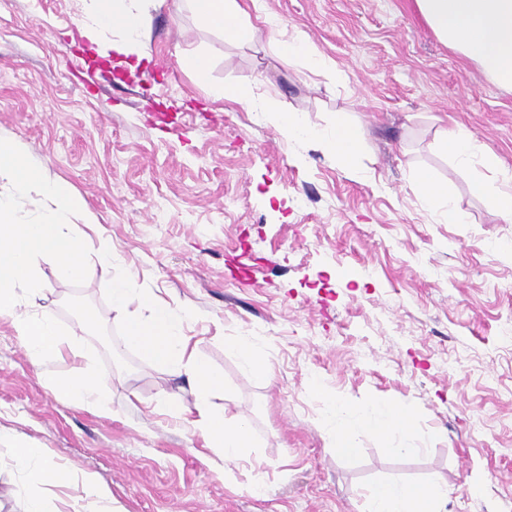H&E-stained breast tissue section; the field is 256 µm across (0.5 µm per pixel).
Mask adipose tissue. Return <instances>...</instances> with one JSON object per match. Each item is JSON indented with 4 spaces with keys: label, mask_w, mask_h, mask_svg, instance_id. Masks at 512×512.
Here are the masks:
<instances>
[{
    "label": "adipose tissue",
    "mask_w": 512,
    "mask_h": 512,
    "mask_svg": "<svg viewBox=\"0 0 512 512\" xmlns=\"http://www.w3.org/2000/svg\"><path fill=\"white\" fill-rule=\"evenodd\" d=\"M166 0H89L80 20L84 35L96 47H108L116 54L140 56L146 23ZM204 24L224 34L225 42L251 46L260 29L252 15H263L264 0H251L243 9L239 0H186ZM416 7L434 34L449 48L474 62L493 82L512 86V0H415ZM278 57L298 61L315 71L327 68L325 56L300 32L280 30L274 40ZM224 99L261 113L290 140H311L332 155L342 167H350L361 149V137L346 113H337L331 132L310 126L300 113L288 110L275 96L255 95L251 84L225 86ZM0 318H8L25 344L31 360L46 364L69 355L82 362L69 375L54 379L55 391L92 413L109 411L100 377L84 366L87 354L65 336L49 309L26 311L22 300L31 296L37 283L38 261L49 258L64 276L76 278L97 262L101 269L112 266V246L102 243L96 255H89L84 236L70 230L73 217L82 211L79 199L44 167L21 156L14 145L0 139ZM29 201L30 219H21L16 205ZM112 304L119 309L137 306L145 317L130 320L125 329L127 343L173 374L186 377L194 388L192 406H174L182 425L201 433L204 445L225 462L237 461L251 445L246 421L228 424L222 413L213 411L209 399L222 387L223 378L200 357L198 348L185 333L188 312L170 308L151 294L132 288L128 278L113 280ZM337 410L350 413L357 428L369 435L405 434L415 426L411 411L400 401L367 405L340 402ZM13 460L23 479L17 494L27 502L26 512H46L41 498L31 496L34 484L64 487L71 470L46 460L44 449L19 445ZM446 487L383 483L372 490L369 512H443Z\"/></svg>",
    "instance_id": "obj_1"
}]
</instances>
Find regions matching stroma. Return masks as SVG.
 I'll return each mask as SVG.
<instances>
[{
	"mask_svg": "<svg viewBox=\"0 0 512 512\" xmlns=\"http://www.w3.org/2000/svg\"><path fill=\"white\" fill-rule=\"evenodd\" d=\"M265 4L328 71L283 64L266 28L254 46L227 44L183 0L152 13L133 74L89 50L85 0L0 6V138L69 187L83 204L73 231L116 256L79 279L40 261L35 300L90 353L109 413L58 395L53 377L74 361L33 363L0 321V512L25 510L20 442L93 475L117 512H366L368 488L388 481L447 485L446 512L512 506V222L439 148L463 130L496 160L488 178H512V88L439 41L414 0ZM198 52L205 86L184 63ZM239 82L320 129L349 114L353 168L214 99ZM420 170L447 183L459 223L421 204ZM127 274L191 312L186 334L224 377L212 407L250 424L243 460L205 450L168 410L192 404L186 380L126 346L137 312L113 307L110 288ZM235 338L256 340L268 379L243 368ZM332 399H398L418 424L403 439L352 431L343 456Z\"/></svg>",
	"mask_w": 512,
	"mask_h": 512,
	"instance_id": "stroma-1",
	"label": "stroma"
}]
</instances>
